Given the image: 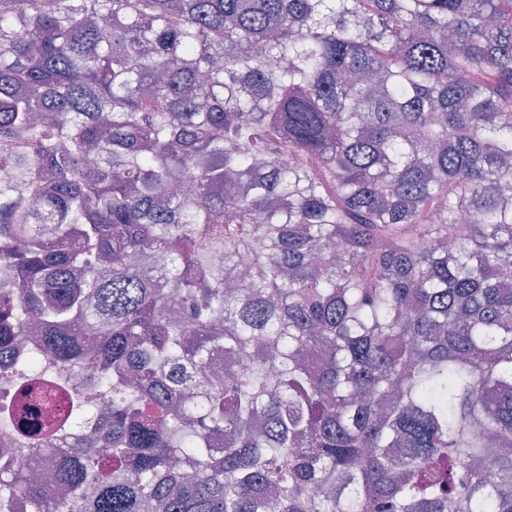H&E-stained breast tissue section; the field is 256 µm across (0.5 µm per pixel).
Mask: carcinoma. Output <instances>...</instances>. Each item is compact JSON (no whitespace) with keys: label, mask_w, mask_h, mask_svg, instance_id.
Masks as SVG:
<instances>
[{"label":"carcinoma","mask_w":512,"mask_h":512,"mask_svg":"<svg viewBox=\"0 0 512 512\" xmlns=\"http://www.w3.org/2000/svg\"><path fill=\"white\" fill-rule=\"evenodd\" d=\"M0 169V512H512V0H0ZM41 381L60 396L65 414L71 409L72 401L94 400L98 394L93 375L77 366L47 365L41 372ZM15 411V387L0 390V462L8 457L25 475L34 474V468L41 473V487L45 498L53 502L58 495L56 467L60 460L69 459L71 447L76 445L80 437L87 432L85 427L71 426L66 417L57 433L51 439L34 442L24 433L13 435L4 440L3 426L12 419ZM46 448H55V454H49Z\"/></svg>","instance_id":"carcinoma-1"}]
</instances>
